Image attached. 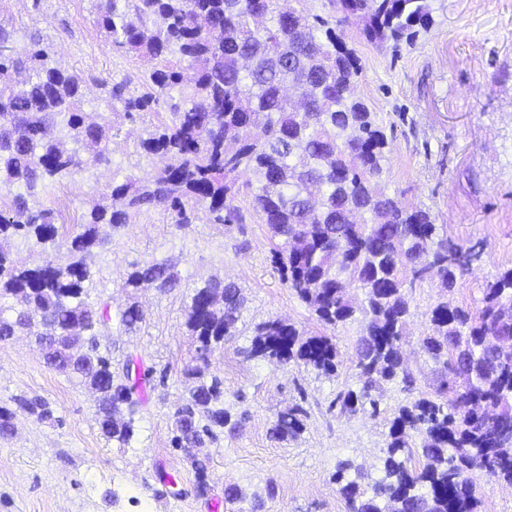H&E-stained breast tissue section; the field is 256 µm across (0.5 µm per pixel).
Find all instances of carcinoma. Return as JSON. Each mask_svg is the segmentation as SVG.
<instances>
[{
	"label": "carcinoma",
	"instance_id": "1",
	"mask_svg": "<svg viewBox=\"0 0 512 512\" xmlns=\"http://www.w3.org/2000/svg\"><path fill=\"white\" fill-rule=\"evenodd\" d=\"M293 0H99V25L112 45L140 59L160 61L144 92L123 95L124 85L102 81L123 103L125 116L148 109L176 87L183 103L171 105L168 122L142 141L148 153L167 158L151 174L112 187L107 206L97 205L66 254L49 210L28 199L56 176L73 175L104 158L107 124L85 123L78 77L57 67L35 43L11 55L0 52V190L17 187L12 205L0 208V235H21L56 245L42 266L24 269L0 251V300L11 299L14 318L0 315V341L18 330L36 336L45 363L97 394L103 436L124 447L135 434V394L151 371L132 374L112 364V322L131 328L143 319L132 304L112 315L94 302L87 284L93 249L103 245L97 226L120 227L148 206L187 220V209L208 208L217 224L244 221L238 201L242 174L248 204L278 239L273 263L288 288L326 325L357 318V369L362 387L336 397L343 412L379 413L373 396L381 379L413 377L399 349L410 314L406 289L432 281L450 291L476 253L438 232L430 214L407 209L385 192L389 142L384 127L352 87L359 58L336 30L358 22L369 42L412 41L432 21L430 0H330L334 15L309 17ZM177 52L171 62L167 55ZM194 69L184 84L181 63ZM32 72L25 83L14 75ZM67 133L51 137L56 118ZM363 292L355 304L344 284ZM167 263L132 264L126 286L174 288ZM244 299L232 284L208 280L193 290L187 325L196 346V379L174 413L172 444L183 448L234 431L224 408V381L206 372L208 354L237 335ZM512 336V267L483 292L472 313L446 301L430 313L421 345L441 366L437 398H419L392 420L383 476L365 486V475L336 483L348 512H479L476 473L494 468L512 485V356H486V338ZM244 358L294 362L326 374L336 371V344L327 336L303 337L280 320L257 324ZM37 417H51L39 399L18 400ZM302 410L277 415L278 439L303 431ZM420 439L423 463L412 464L409 439Z\"/></svg>",
	"mask_w": 512,
	"mask_h": 512
}]
</instances>
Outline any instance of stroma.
I'll return each instance as SVG.
<instances>
[{
  "label": "stroma",
  "mask_w": 512,
  "mask_h": 512,
  "mask_svg": "<svg viewBox=\"0 0 512 512\" xmlns=\"http://www.w3.org/2000/svg\"><path fill=\"white\" fill-rule=\"evenodd\" d=\"M97 0H7L0 26L12 34L13 50L39 42L57 66L82 80L87 120L111 127L103 161L86 171L46 182L36 208L57 211L71 196V221L63 239L82 230L94 205L110 202L113 185L163 164L140 146L179 102V90L152 110L126 117L122 103L108 99L101 80L143 91L149 63L112 46L96 23ZM432 24L413 44L367 42L358 27L340 35L360 59L355 93L383 122L389 141L385 187L389 196L427 210L440 231L481 251L454 288L442 292L424 281L409 292L411 315L402 356L415 378L380 382L379 415L341 412L339 392L359 389L357 340L360 322L335 328L320 322L291 293L272 262V239L259 217L231 227L195 208L190 223L156 207L121 228L103 224L94 256L92 300L118 310L139 302L142 321L115 333L112 361L136 357L152 369L135 415L129 447L106 440L95 397L48 367L35 339L20 332L0 342V406L14 413V431L0 436V512H237L224 490L235 486L264 497L261 512H347L334 479L349 460L367 481L382 475L390 420L421 397H433L443 379L425 357L419 338L431 309L442 299L477 310L486 285L512 267V0H431ZM175 267L176 288L133 292L123 278L137 262ZM216 277L241 288L246 302L238 334L208 361L224 381V406L239 420L235 432L203 447L209 455L207 495L197 493L194 469L173 447V414L194 380L196 343L187 326L191 295ZM281 320L308 336L332 337L335 373L275 361H247L255 324ZM19 397L49 402L53 417L41 420L18 408ZM299 407L303 432L279 440L271 433L277 413ZM273 497H266V490Z\"/></svg>",
  "instance_id": "35a3bbf8"
}]
</instances>
